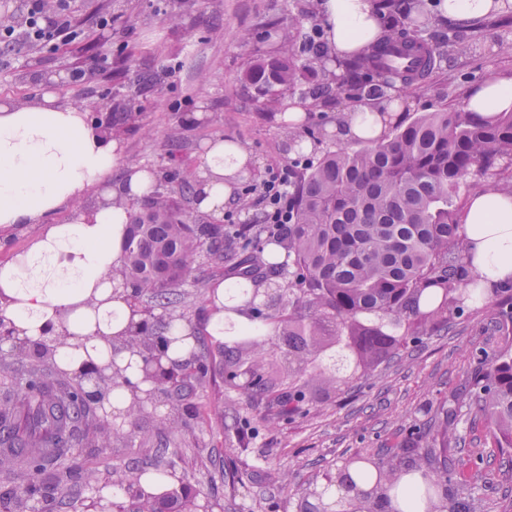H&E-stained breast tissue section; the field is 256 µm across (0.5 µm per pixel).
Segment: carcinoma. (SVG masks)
<instances>
[{
  "mask_svg": "<svg viewBox=\"0 0 512 512\" xmlns=\"http://www.w3.org/2000/svg\"><path fill=\"white\" fill-rule=\"evenodd\" d=\"M385 28L366 49L336 56L342 72L339 92L354 101L381 98L395 84L414 85L441 66L447 53L422 35V0H379ZM300 32L290 29L276 50L254 58L243 75L253 100L274 111L297 93L319 100L329 52L317 50L301 60ZM400 52L410 65L393 63ZM512 163V112L485 118L473 112H422L390 137L357 150L338 148L309 160L289 182L292 220L288 235L257 229L243 232L194 219L186 208L191 184H173L162 173L147 197L148 206L133 212L123 244L122 279L132 286L127 300L148 309L142 327L119 341V350L148 359L160 355L181 370L175 380L157 384L152 404L168 410L155 435L138 431L144 409L137 382L118 367L96 389L83 375H69L52 359L68 334L34 353L27 347L0 360V473L8 485L0 493V512H31L38 501L53 512L65 490L90 487L97 470L70 464L72 449L110 448L132 451L152 445L145 463L115 467L112 479L116 512H145L156 502L176 512H191L186 486L164 482L182 459L184 432L200 417L199 401L208 397L216 375L224 391H243L250 401L264 400L275 418L292 422L307 414L317 399L314 378L333 369L330 386L360 385L381 364L426 336L445 332L469 312L498 295L504 328L512 323V287L488 293L469 275L463 225L457 199L471 170L499 171ZM247 273L254 288H240L226 298L224 311L248 316L251 326L236 331L213 351L206 338L193 339L186 359H171L173 335L186 319V308L207 280L193 271ZM280 279L265 295L260 285ZM131 391L123 421L103 411V399L114 388ZM468 406L512 447V351L479 361ZM448 411L438 409L429 426L432 438L415 433L394 449L395 463L383 469L375 462L354 472L346 468L328 480L314 499L298 500V512H386L388 492L409 480L414 497L431 503L446 500L448 512H476L468 496L448 498L453 472L448 469ZM224 430L244 442L256 436L253 419L228 407ZM224 495L243 487L233 460L218 468Z\"/></svg>",
  "mask_w": 512,
  "mask_h": 512,
  "instance_id": "1",
  "label": "carcinoma"
}]
</instances>
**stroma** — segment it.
<instances>
[{
  "mask_svg": "<svg viewBox=\"0 0 512 512\" xmlns=\"http://www.w3.org/2000/svg\"><path fill=\"white\" fill-rule=\"evenodd\" d=\"M74 0L75 22L83 40L56 50L27 45L0 65V96L31 101L41 92L43 76L57 74L58 91L77 105H97L116 112L135 107L139 118L121 137L118 170L129 166L166 168L172 135L189 143L188 160L177 176L194 178L198 159L215 137L243 146L255 162L251 178L224 211L228 224L255 221V201L272 167L293 165L289 128L279 112L258 106L242 76L259 54L276 49L288 27L310 31L323 27L319 0ZM112 14L111 27L98 28V14ZM476 50L454 49L449 62L424 82L403 89V123L417 114L441 108L467 109L468 93L486 80L512 75V10L483 20ZM83 79L72 80L74 69ZM160 85L145 89L134 104L124 95L130 85L152 74ZM351 106L343 95L309 102L305 129L317 140L307 156L340 147L336 120ZM494 308L478 310L449 331L427 337L378 367L358 387L327 391L306 416L290 424L269 422L262 404L238 395L237 406L254 418L258 435L248 455L236 457L235 441L221 425V410L207 405L195 434L205 455L235 458L246 483L239 495L227 497L212 467L186 460L174 477H188L195 505L218 504L222 512H296L299 495L320 486L349 460L371 451L382 467L392 463V450L409 432L427 430L440 405L455 409L453 427L460 438L448 454L463 479L481 471L472 494L481 512L512 507V472L500 469L498 449L483 424L472 421L459 398L466 392L482 355L505 344Z\"/></svg>",
  "mask_w": 512,
  "mask_h": 512,
  "instance_id": "obj_1",
  "label": "stroma"
}]
</instances>
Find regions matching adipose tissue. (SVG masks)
I'll list each match as a JSON object with an SVG mask.
<instances>
[{
    "label": "adipose tissue",
    "instance_id": "adipose-tissue-1",
    "mask_svg": "<svg viewBox=\"0 0 512 512\" xmlns=\"http://www.w3.org/2000/svg\"><path fill=\"white\" fill-rule=\"evenodd\" d=\"M434 7L446 21L476 20L511 8L512 0H436ZM320 8L336 54L361 51L381 32L373 0H321ZM511 105L512 77L486 81L467 101L482 115ZM400 110L396 98L378 108L356 105L340 117L337 136L381 137ZM87 115V108L50 88L28 104L0 97V227H42L26 251L0 265V320L32 346L46 339L49 326H65L69 339L56 359L69 372L90 358L107 360L130 326L125 289L112 272L120 264L130 204L156 180L139 166L113 178L119 142ZM252 166L242 146L213 143L199 161L196 211L221 219L234 200L233 183L250 177ZM461 222L466 260L482 287L512 279V194L472 196Z\"/></svg>",
    "mask_w": 512,
    "mask_h": 512
}]
</instances>
